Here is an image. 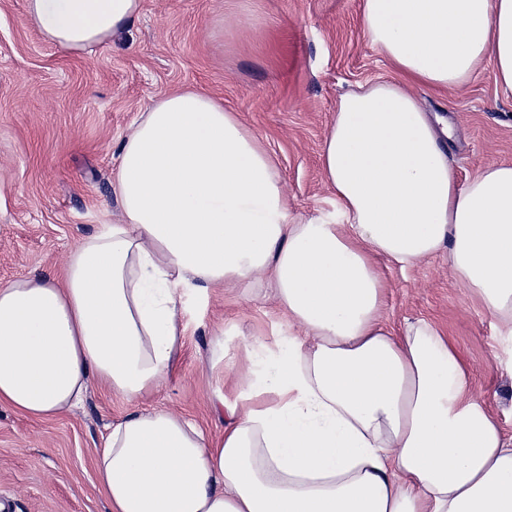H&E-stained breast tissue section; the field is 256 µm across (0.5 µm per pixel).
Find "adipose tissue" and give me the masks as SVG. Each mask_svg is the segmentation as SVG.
Wrapping results in <instances>:
<instances>
[{"instance_id": "ef3b65f1", "label": "adipose tissue", "mask_w": 512, "mask_h": 512, "mask_svg": "<svg viewBox=\"0 0 512 512\" xmlns=\"http://www.w3.org/2000/svg\"><path fill=\"white\" fill-rule=\"evenodd\" d=\"M142 0H27L46 41L81 52ZM396 77L339 98L320 152L333 207L293 218L274 158L222 100L157 94L122 141L120 219L56 279L0 285V405L47 420L90 382L137 400L171 371L213 288L268 278L289 327L244 340L252 361L221 437L168 410L112 425L95 461L108 512H512V436L473 394L444 329L395 335L375 259L447 250L512 356V164L459 182L441 94L484 62L512 93V0H361Z\"/></svg>"}]
</instances>
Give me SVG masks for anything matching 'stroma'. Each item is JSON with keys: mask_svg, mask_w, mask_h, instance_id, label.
Instances as JSON below:
<instances>
[{"mask_svg": "<svg viewBox=\"0 0 512 512\" xmlns=\"http://www.w3.org/2000/svg\"><path fill=\"white\" fill-rule=\"evenodd\" d=\"M388 73L364 37L360 0H143L126 29L83 53L45 41L26 0H0V284L53 275L77 243L117 218L122 140L156 93L197 87L221 97L276 160L291 215L309 218L332 206L320 151L339 97ZM413 93L452 124L459 180L512 163V94L498 87L493 64L448 95ZM378 265L386 323L446 327L475 395L511 435L512 369L497 324L456 280L447 251L413 267ZM282 319L264 290L209 292L146 406L220 433L211 403L234 396L242 341ZM218 328L234 368L219 359ZM133 408L95 385L80 409L56 419L0 407V512H107L94 460L107 426Z\"/></svg>", "mask_w": 512, "mask_h": 512, "instance_id": "stroma-1", "label": "stroma"}]
</instances>
